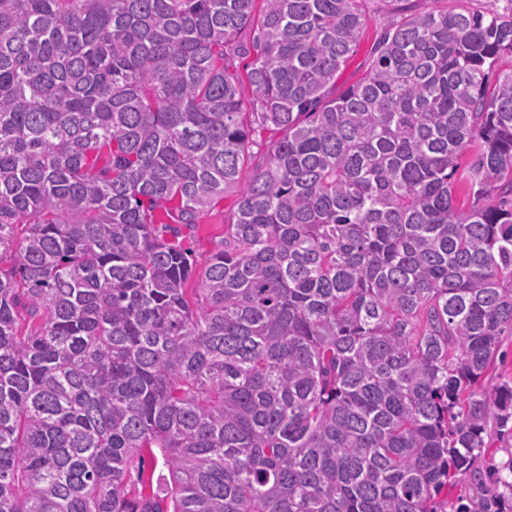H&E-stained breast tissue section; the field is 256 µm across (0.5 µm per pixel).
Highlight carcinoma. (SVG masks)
<instances>
[{
    "label": "carcinoma",
    "mask_w": 512,
    "mask_h": 512,
    "mask_svg": "<svg viewBox=\"0 0 512 512\" xmlns=\"http://www.w3.org/2000/svg\"><path fill=\"white\" fill-rule=\"evenodd\" d=\"M366 26L0 0V512H440L507 431L512 12L391 17L338 94ZM236 198V195H227L201 215L193 230L182 229L178 241L189 251L192 260L202 263L224 240V224L231 220L236 210ZM510 379L512 380V336H502L496 365L485 378L484 386L492 388Z\"/></svg>",
    "instance_id": "obj_1"
}]
</instances>
